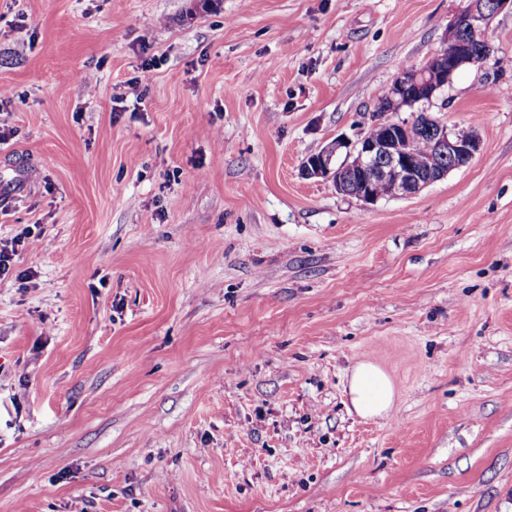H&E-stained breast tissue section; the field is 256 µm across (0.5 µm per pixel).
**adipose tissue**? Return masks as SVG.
<instances>
[{
  "mask_svg": "<svg viewBox=\"0 0 512 512\" xmlns=\"http://www.w3.org/2000/svg\"><path fill=\"white\" fill-rule=\"evenodd\" d=\"M345 391L354 411L365 419L388 416L395 401V387L388 374L378 365L360 361L351 369Z\"/></svg>",
  "mask_w": 512,
  "mask_h": 512,
  "instance_id": "ef3b65f1",
  "label": "adipose tissue"
}]
</instances>
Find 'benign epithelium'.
<instances>
[{"mask_svg":"<svg viewBox=\"0 0 512 512\" xmlns=\"http://www.w3.org/2000/svg\"><path fill=\"white\" fill-rule=\"evenodd\" d=\"M512 11V0H468L449 23V28H466L468 35L453 42L443 41L422 65L401 70L391 83L395 96L406 98L411 106L432 101L448 84L452 73L462 67L481 65L492 58L496 47L488 36L494 17ZM392 101L378 100V119L372 128L380 134L365 133L353 145L335 141L310 155L302 165V175L332 181L336 191L365 203L379 197L372 192L376 181L390 185L392 195L407 197L467 166L480 149L477 130L457 132L423 113V117L395 121L389 117ZM428 134L435 144V156L427 167L414 164L411 138Z\"/></svg>","mask_w":512,"mask_h":512,"instance_id":"benign-epithelium-1","label":"benign epithelium"}]
</instances>
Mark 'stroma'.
I'll return each instance as SVG.
<instances>
[{"instance_id": "obj_1", "label": "stroma", "mask_w": 512, "mask_h": 512, "mask_svg": "<svg viewBox=\"0 0 512 512\" xmlns=\"http://www.w3.org/2000/svg\"><path fill=\"white\" fill-rule=\"evenodd\" d=\"M466 4L0 0V512H512V67L419 194L301 174ZM345 392L354 411L365 419L388 416L395 401V387L388 374L370 361H359L351 369Z\"/></svg>"}]
</instances>
